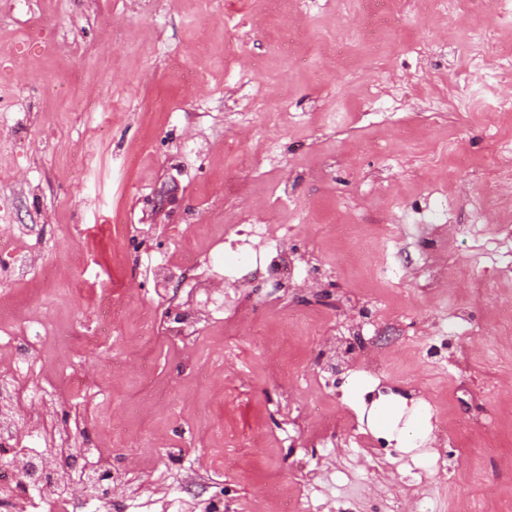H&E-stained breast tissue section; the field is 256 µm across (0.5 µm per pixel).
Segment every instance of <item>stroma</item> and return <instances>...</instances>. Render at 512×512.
<instances>
[{
    "label": "stroma",
    "instance_id": "1",
    "mask_svg": "<svg viewBox=\"0 0 512 512\" xmlns=\"http://www.w3.org/2000/svg\"><path fill=\"white\" fill-rule=\"evenodd\" d=\"M390 8L398 25L373 32L342 0H306L298 16L276 0H0V225L24 240L0 253V306L21 320L41 303L67 331L88 329L104 299L125 307L111 350L78 354L113 417L145 405L112 450L140 496L112 512L247 500L277 512L268 486L299 495L312 450L288 410L319 401L312 342L349 320L356 350L383 369L341 374L329 414L377 443L360 453L337 436L316 501L387 512L408 464L430 467L434 428L462 421L460 446L441 451L454 481L428 480L426 512H512V335L495 332L512 298V210L498 205L512 185L494 178L512 163V120L495 112L512 97V19L487 0L449 16L429 0ZM492 26L494 40L475 44ZM229 142L251 155L234 176ZM228 185L242 212L295 225L322 267L315 283L253 295L241 280L250 250L212 230ZM438 210L448 245L432 257L423 226ZM188 252L245 315L189 349L145 340L141 312L165 310L149 265ZM226 336L235 351L221 365L212 348ZM240 372L249 384L225 407L224 380ZM384 406L398 411L388 429L375 422ZM415 414L423 433L409 431ZM251 431L265 436L261 455L231 467Z\"/></svg>",
    "mask_w": 512,
    "mask_h": 512
}]
</instances>
